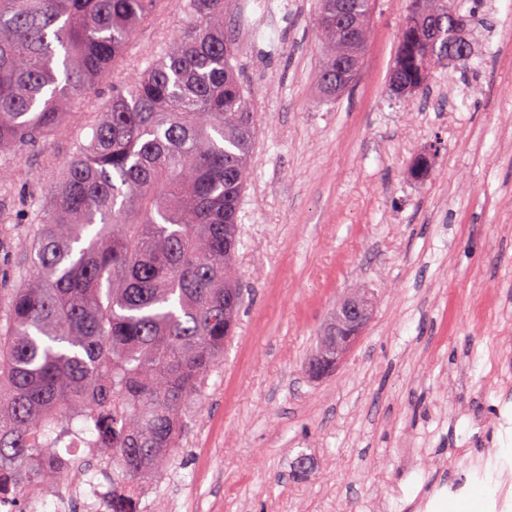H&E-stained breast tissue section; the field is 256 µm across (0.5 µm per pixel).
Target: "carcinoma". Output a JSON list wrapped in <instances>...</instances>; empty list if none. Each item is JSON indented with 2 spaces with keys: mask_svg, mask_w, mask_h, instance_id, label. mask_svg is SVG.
Returning a JSON list of instances; mask_svg holds the SVG:
<instances>
[{
  "mask_svg": "<svg viewBox=\"0 0 512 512\" xmlns=\"http://www.w3.org/2000/svg\"><path fill=\"white\" fill-rule=\"evenodd\" d=\"M158 0H0V157L56 131L71 105L95 110L56 194L36 200V278L0 307V496L53 492L52 453L82 420L112 459V512L173 460L187 407L224 360L242 294L238 212L253 174L256 117L232 64L224 0H186L188 24L100 105ZM377 0H351L355 36L319 0V89L335 95L362 69ZM460 0H410L391 90L419 93L468 52L448 35ZM357 60L355 73L339 63Z\"/></svg>",
  "mask_w": 512,
  "mask_h": 512,
  "instance_id": "1",
  "label": "carcinoma"
}]
</instances>
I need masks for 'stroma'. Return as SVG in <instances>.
<instances>
[{"mask_svg":"<svg viewBox=\"0 0 512 512\" xmlns=\"http://www.w3.org/2000/svg\"><path fill=\"white\" fill-rule=\"evenodd\" d=\"M407 9L378 0L358 78L323 97L315 0H227L259 119L243 305L147 512H495L497 491L512 503V0H479L469 60L412 98L388 85ZM186 22L160 0L118 73L144 69ZM93 120L74 110L39 149L0 159V300L36 274L25 199L52 193ZM353 288L372 318L313 378L305 362Z\"/></svg>","mask_w":512,"mask_h":512,"instance_id":"35a3bbf8","label":"stroma"}]
</instances>
